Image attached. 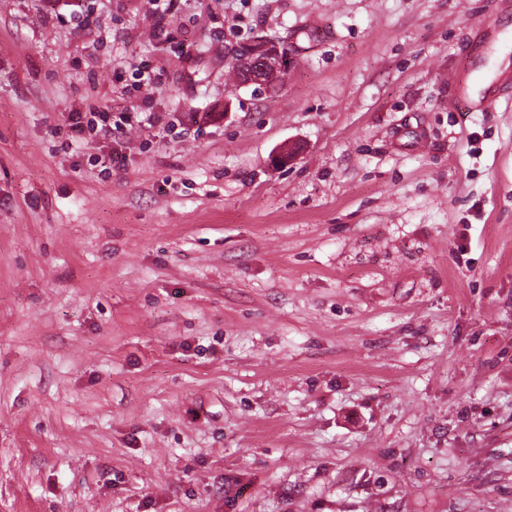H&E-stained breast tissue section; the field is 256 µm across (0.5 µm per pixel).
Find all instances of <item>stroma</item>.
Returning a JSON list of instances; mask_svg holds the SVG:
<instances>
[{"mask_svg":"<svg viewBox=\"0 0 512 512\" xmlns=\"http://www.w3.org/2000/svg\"><path fill=\"white\" fill-rule=\"evenodd\" d=\"M160 7L0 0V512H512V11ZM234 65L248 73L247 84L263 86L264 71L272 69L274 73L285 71L288 66V51L277 40L263 38L251 44L249 55L237 57L235 53ZM233 68L235 79L241 82L240 72ZM138 108V106L130 105L120 112H89V117L88 115L82 116L80 112H75L76 114L71 117V127L77 136H82L88 132L90 135L106 137L112 132V124L115 129L124 125L132 126L133 117H136V122H141L138 118L142 112H138Z\"/></svg>","mask_w":512,"mask_h":512,"instance_id":"35a3bbf8","label":"stroma"}]
</instances>
